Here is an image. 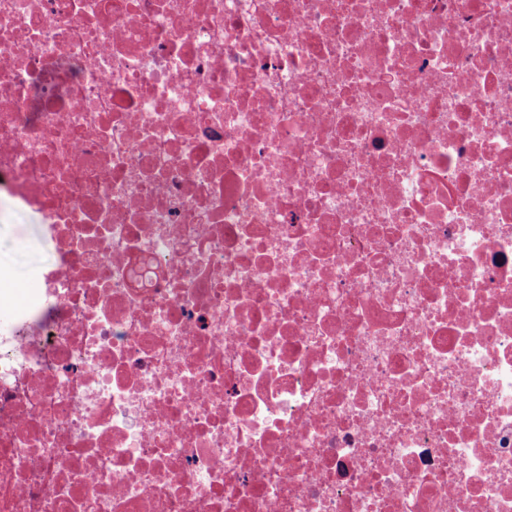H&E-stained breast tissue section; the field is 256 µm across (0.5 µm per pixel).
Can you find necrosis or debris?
Returning <instances> with one entry per match:
<instances>
[{
    "instance_id": "4bbe7bcc",
    "label": "necrosis or debris",
    "mask_w": 512,
    "mask_h": 512,
    "mask_svg": "<svg viewBox=\"0 0 512 512\" xmlns=\"http://www.w3.org/2000/svg\"><path fill=\"white\" fill-rule=\"evenodd\" d=\"M0 512H512V0H0ZM41 217L31 212L18 218L9 197L0 195V258L14 264L24 287L30 272L50 259V248L42 236Z\"/></svg>"
}]
</instances>
